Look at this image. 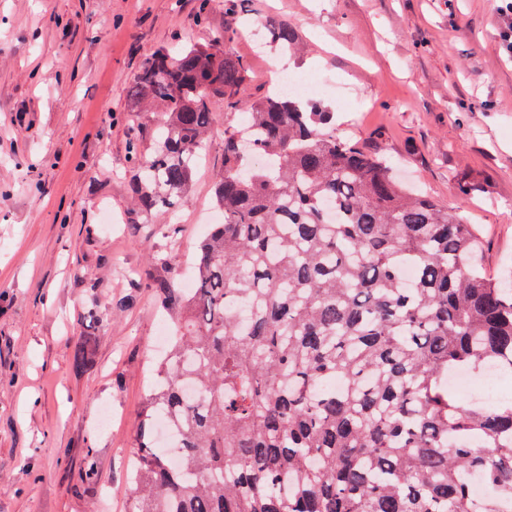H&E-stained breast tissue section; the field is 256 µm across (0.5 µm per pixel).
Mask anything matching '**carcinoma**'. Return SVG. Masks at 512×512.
<instances>
[{"mask_svg":"<svg viewBox=\"0 0 512 512\" xmlns=\"http://www.w3.org/2000/svg\"><path fill=\"white\" fill-rule=\"evenodd\" d=\"M269 34L282 51L299 41L286 24ZM228 39L155 52L128 90L131 111L160 113L152 154L129 145L140 224L185 202L213 102L245 115L224 131V222L199 245L195 287L163 257L150 283L181 322L139 412L136 512H512V398L448 387L489 365L512 376V278L472 264V225L337 136L336 113L242 98ZM471 472L492 496L475 500Z\"/></svg>","mask_w":512,"mask_h":512,"instance_id":"carcinoma-1","label":"carcinoma"}]
</instances>
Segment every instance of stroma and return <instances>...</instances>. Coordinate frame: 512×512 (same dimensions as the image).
Returning <instances> with one entry per match:
<instances>
[{
  "label": "stroma",
  "instance_id": "stroma-1",
  "mask_svg": "<svg viewBox=\"0 0 512 512\" xmlns=\"http://www.w3.org/2000/svg\"><path fill=\"white\" fill-rule=\"evenodd\" d=\"M0 0V512H134L137 414L172 327L152 288L168 256L180 282L211 229L224 164L217 131L178 213L143 239L130 222L128 143L153 113L127 109L129 82L162 47L203 44L224 26L248 65L245 94L271 89L273 62L328 73L336 133L390 159L396 176L480 234L486 273L512 271V55L496 0ZM298 28L288 56L249 33ZM179 248L169 251L170 239ZM94 339V368L73 349ZM112 422L103 425V408Z\"/></svg>",
  "mask_w": 512,
  "mask_h": 512
}]
</instances>
